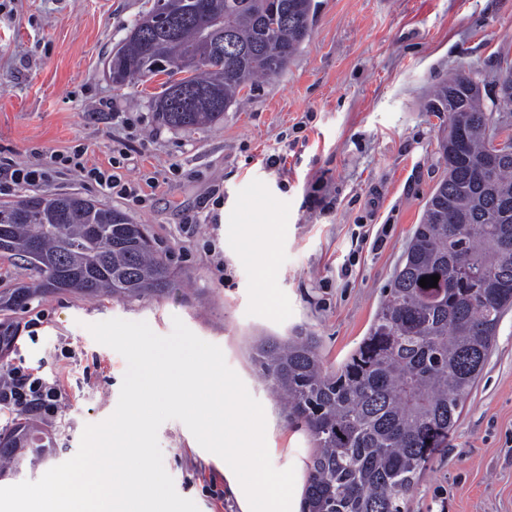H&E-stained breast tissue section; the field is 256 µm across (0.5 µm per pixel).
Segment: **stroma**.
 <instances>
[{
  "instance_id": "1",
  "label": "stroma",
  "mask_w": 512,
  "mask_h": 512,
  "mask_svg": "<svg viewBox=\"0 0 512 512\" xmlns=\"http://www.w3.org/2000/svg\"><path fill=\"white\" fill-rule=\"evenodd\" d=\"M316 2L310 37L287 71L198 129L157 122L148 100L159 79L118 86L106 74L154 0H11L0 13V157L23 163L82 143L90 163L108 167L122 129L93 108L111 101L135 136L126 175L146 182V208L101 196L68 173L43 192L96 199L151 225L176 273L159 297L63 292L0 312L17 328L10 360L62 392L57 414L32 418L50 447L18 449L19 472L0 476V487L72 458L85 426L112 414L127 363L87 329L111 318L144 321L166 336L177 316L218 345L264 407L273 466H307L310 435L288 423L252 364L254 339L316 337L329 368L349 356L446 173L428 92L466 71L492 107L499 62L512 57V0ZM214 188L224 193L218 223H188ZM158 440L179 495L199 512H242L223 460L184 423L166 421ZM407 509L512 512V310Z\"/></svg>"
}]
</instances>
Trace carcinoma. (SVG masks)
<instances>
[{
    "label": "carcinoma",
    "instance_id": "cac0c4a2",
    "mask_svg": "<svg viewBox=\"0 0 512 512\" xmlns=\"http://www.w3.org/2000/svg\"><path fill=\"white\" fill-rule=\"evenodd\" d=\"M195 14L173 37H146L154 11L139 18L109 60L123 86L166 76L149 100L175 128L212 124L244 100L259 77L280 75L308 39L314 0H169L170 12ZM199 57L195 67L185 57ZM161 61L164 67L151 65ZM453 111L438 141L446 174L435 185L402 265L367 336L329 370L313 336H260L251 360L287 404V419L308 430L310 456L302 512H405L434 451L446 447L480 376L505 313L512 308V135L490 169L492 139L512 125V107L488 112L480 88L458 73L433 90L426 111ZM0 254L33 272L0 290V309L22 310L37 296L64 291L118 300L160 296L173 270L150 227L92 199L26 196L9 204ZM107 224L126 246L92 242L87 225ZM38 243L48 263L30 257ZM59 276L58 289L52 278ZM440 276L435 288L420 279ZM23 427L0 437L7 448H41Z\"/></svg>",
    "mask_w": 512,
    "mask_h": 512
}]
</instances>
